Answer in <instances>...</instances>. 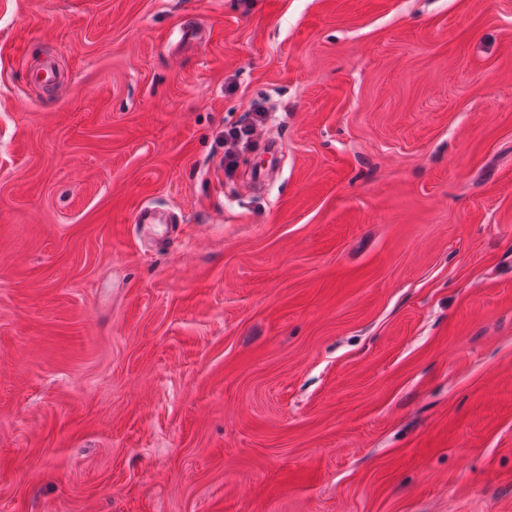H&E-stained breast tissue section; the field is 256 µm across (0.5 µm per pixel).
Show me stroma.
Listing matches in <instances>:
<instances>
[{"mask_svg":"<svg viewBox=\"0 0 512 512\" xmlns=\"http://www.w3.org/2000/svg\"><path fill=\"white\" fill-rule=\"evenodd\" d=\"M0 512H512V0H0ZM266 114L260 105L254 104L245 118L224 129V165L231 167L236 158L238 148L243 144L256 142L265 127Z\"/></svg>","mask_w":512,"mask_h":512,"instance_id":"1","label":"stroma"}]
</instances>
